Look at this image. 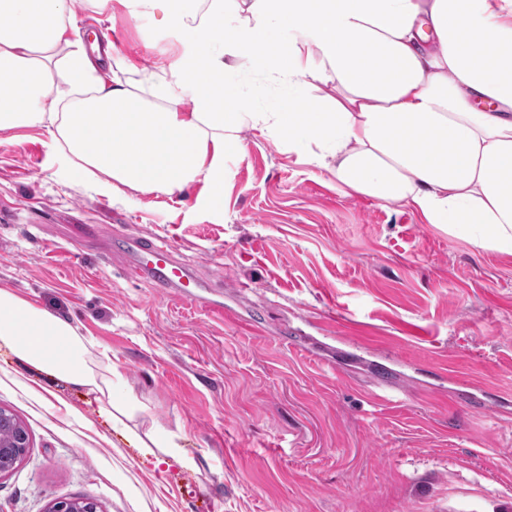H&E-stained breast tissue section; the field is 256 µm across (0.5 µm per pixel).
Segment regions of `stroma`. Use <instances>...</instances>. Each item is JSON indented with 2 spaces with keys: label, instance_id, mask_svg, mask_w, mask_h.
<instances>
[{
  "label": "stroma",
  "instance_id": "1",
  "mask_svg": "<svg viewBox=\"0 0 512 512\" xmlns=\"http://www.w3.org/2000/svg\"><path fill=\"white\" fill-rule=\"evenodd\" d=\"M74 37L151 70L160 15L74 0ZM242 98L280 86L241 60ZM224 162V208L200 186L109 195L71 176L42 127L0 130V282L107 351L160 432L196 466H156L63 385L0 349V408L26 425L0 512L95 497L102 512H512V255L407 207L341 193L274 135ZM171 236L206 287H152L114 237ZM220 304L223 315L211 307Z\"/></svg>",
  "mask_w": 512,
  "mask_h": 512
}]
</instances>
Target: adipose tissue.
Segmentation results:
<instances>
[{"label": "adipose tissue", "instance_id": "obj_1", "mask_svg": "<svg viewBox=\"0 0 512 512\" xmlns=\"http://www.w3.org/2000/svg\"><path fill=\"white\" fill-rule=\"evenodd\" d=\"M161 11L177 51L141 72L115 59L104 83L69 39L70 0H0V129L39 126L76 157L75 173L172 194L202 183L224 207V160L242 134H276L344 191L412 209L424 223L512 255V0H124ZM71 109L61 112L42 53L60 42ZM279 81L272 111L253 112L233 78L239 59ZM327 86L313 95L315 84ZM192 111H179L183 101ZM79 328L0 285V348L53 381L84 388L101 416L163 464L195 465L160 436Z\"/></svg>", "mask_w": 512, "mask_h": 512}]
</instances>
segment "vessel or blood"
<instances>
[{
	"label": "vessel or blood",
	"instance_id": "vessel-or-blood-1",
	"mask_svg": "<svg viewBox=\"0 0 512 512\" xmlns=\"http://www.w3.org/2000/svg\"><path fill=\"white\" fill-rule=\"evenodd\" d=\"M122 247L132 254L138 273L154 287L173 290L186 299L198 298L202 282L175 258L173 240L157 236L127 238Z\"/></svg>",
	"mask_w": 512,
	"mask_h": 512
}]
</instances>
